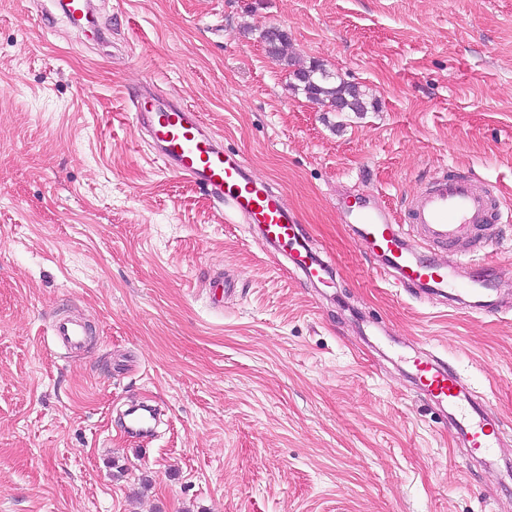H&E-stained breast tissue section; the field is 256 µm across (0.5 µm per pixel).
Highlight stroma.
Wrapping results in <instances>:
<instances>
[{
	"label": "stroma",
	"instance_id": "35a3bbf8",
	"mask_svg": "<svg viewBox=\"0 0 512 512\" xmlns=\"http://www.w3.org/2000/svg\"><path fill=\"white\" fill-rule=\"evenodd\" d=\"M92 2L78 28L59 0H0V512H512V0ZM271 27L368 111L292 90ZM153 99L285 195L330 285L165 168ZM446 170L499 197L491 311L395 284L339 217L370 189L406 218ZM58 316L90 325L83 352ZM401 351L478 393L496 467ZM140 402L155 436L124 424ZM52 335L57 344L70 350H80L87 341L85 326L71 319L57 318L52 326Z\"/></svg>",
	"mask_w": 512,
	"mask_h": 512
}]
</instances>
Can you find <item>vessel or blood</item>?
I'll return each mask as SVG.
<instances>
[{"instance_id": "obj_1", "label": "vessel or blood", "mask_w": 512, "mask_h": 512, "mask_svg": "<svg viewBox=\"0 0 512 512\" xmlns=\"http://www.w3.org/2000/svg\"><path fill=\"white\" fill-rule=\"evenodd\" d=\"M137 117L150 133L158 158L179 175L200 187L224 196L235 211L260 230L263 246L288 251L306 280L324 283L328 267L306 261L299 250L297 217L285 197L266 181L255 178L243 158L224 151L205 132L204 125L178 102L153 103ZM410 227L398 228L394 215L377 202L352 206L342 215L350 224L358 248L371 252L383 273L397 284L424 289L427 294L448 298L458 293L477 296L489 288V277L479 258L491 239L497 205L484 182L477 177L442 175L419 191L409 206ZM463 247L455 260L440 261L425 255L422 245ZM54 340L78 350L86 343V328L71 319H56ZM419 383L438 403L453 413L452 426L475 453L498 447L502 435L458 376L440 363L414 364Z\"/></svg>"}]
</instances>
